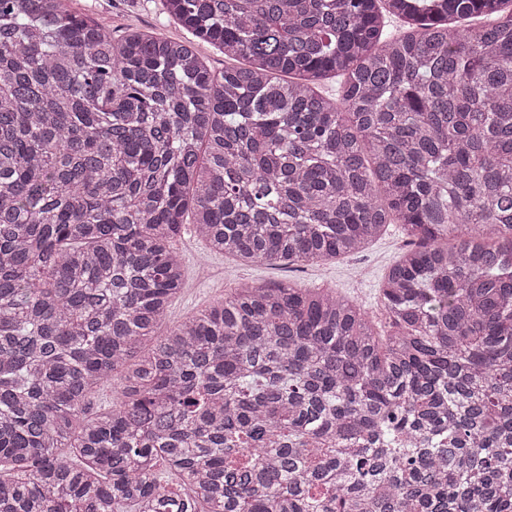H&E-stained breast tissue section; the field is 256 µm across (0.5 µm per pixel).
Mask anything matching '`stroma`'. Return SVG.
<instances>
[{
  "label": "stroma",
  "instance_id": "stroma-1",
  "mask_svg": "<svg viewBox=\"0 0 512 512\" xmlns=\"http://www.w3.org/2000/svg\"><path fill=\"white\" fill-rule=\"evenodd\" d=\"M71 7L81 14L106 18L118 33L135 27L171 39L188 36L187 30L165 12L162 0H71ZM405 240L401 227L392 224L361 253L289 270L267 264L245 265L213 253L188 224L173 241L184 259V283L172 304L171 318L176 321L197 314L245 283L282 282L354 297L373 318L378 332L389 333L380 290Z\"/></svg>",
  "mask_w": 512,
  "mask_h": 512
}]
</instances>
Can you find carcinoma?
<instances>
[{"instance_id": "cac0c4a2", "label": "carcinoma", "mask_w": 512, "mask_h": 512, "mask_svg": "<svg viewBox=\"0 0 512 512\" xmlns=\"http://www.w3.org/2000/svg\"><path fill=\"white\" fill-rule=\"evenodd\" d=\"M69 2L0 0V512H512V0ZM188 218L284 267L402 225L392 332L279 283L158 333ZM71 7L77 13L106 18L117 34L135 27L171 39L191 37L178 21L168 16L162 0H71Z\"/></svg>"}]
</instances>
